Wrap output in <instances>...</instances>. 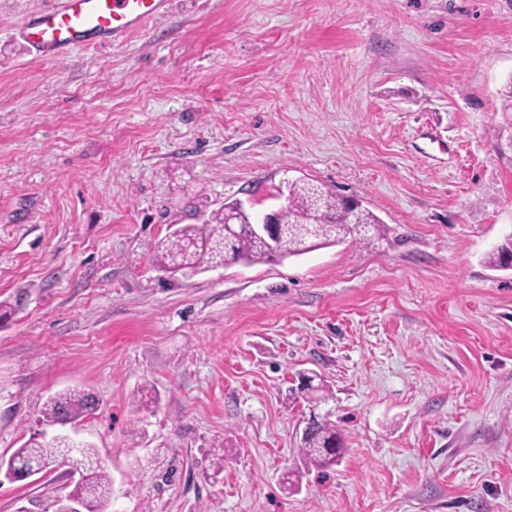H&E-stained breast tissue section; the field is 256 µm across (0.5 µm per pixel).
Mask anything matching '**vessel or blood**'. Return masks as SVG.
Masks as SVG:
<instances>
[{
  "label": "vessel or blood",
  "instance_id": "1",
  "mask_svg": "<svg viewBox=\"0 0 512 512\" xmlns=\"http://www.w3.org/2000/svg\"><path fill=\"white\" fill-rule=\"evenodd\" d=\"M166 7L167 0H47L24 22L22 34L38 53L56 56L83 45L112 43Z\"/></svg>",
  "mask_w": 512,
  "mask_h": 512
}]
</instances>
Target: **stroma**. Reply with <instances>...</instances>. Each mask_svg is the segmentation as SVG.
I'll return each instance as SVG.
<instances>
[{
	"mask_svg": "<svg viewBox=\"0 0 512 512\" xmlns=\"http://www.w3.org/2000/svg\"><path fill=\"white\" fill-rule=\"evenodd\" d=\"M44 3L0 0V300L26 295L0 324V455L78 388L100 408L67 431L111 512H512V269L485 262L512 233V0H173L53 59L19 31ZM288 177L359 197L379 233L156 263ZM302 373L344 436L328 468L298 453ZM69 490L62 466L7 481L0 512Z\"/></svg>",
	"mask_w": 512,
	"mask_h": 512,
	"instance_id": "obj_1",
	"label": "stroma"
}]
</instances>
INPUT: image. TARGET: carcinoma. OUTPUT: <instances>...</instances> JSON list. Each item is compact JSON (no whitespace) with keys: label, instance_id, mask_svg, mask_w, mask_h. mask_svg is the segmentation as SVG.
Returning a JSON list of instances; mask_svg holds the SVG:
<instances>
[{"label":"carcinoma","instance_id":"1","mask_svg":"<svg viewBox=\"0 0 512 512\" xmlns=\"http://www.w3.org/2000/svg\"><path fill=\"white\" fill-rule=\"evenodd\" d=\"M502 124L498 139L512 138V90L501 106ZM284 230L271 247L267 241L243 229L224 234V211L211 215L202 224H186L154 245L158 264L171 273L197 274L233 262H273L308 253L318 247L352 238H366L378 230L379 218L369 209L349 211L341 207L339 195L325 187L307 181L288 184V205L282 210ZM494 267L512 263V238L488 256ZM313 378L301 375L297 387L290 390L289 400L297 397L316 408L326 401L318 395L320 388L312 385ZM99 400L92 394L72 390L49 398L43 417L47 425L64 426L95 413ZM343 446V437L328 416H311L299 438V451L306 465L329 467L336 464ZM71 461L73 466L91 465L90 484L75 482L63 498L57 500L61 509L66 501L84 505L85 512H108L112 496V478L101 466L95 449L72 439L65 433L51 438L38 434L30 437L9 456H0V466L10 460L48 459L56 457Z\"/></svg>","mask_w":512,"mask_h":512}]
</instances>
